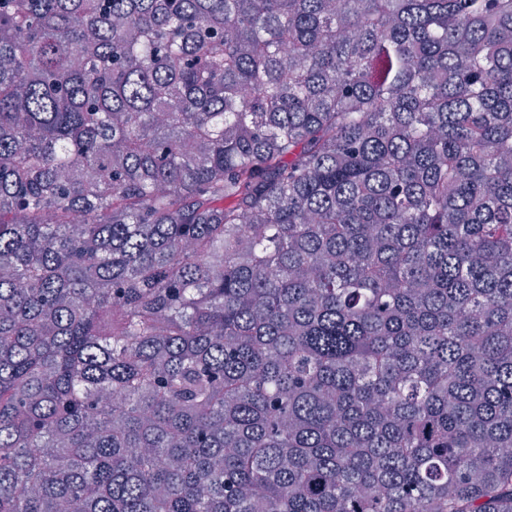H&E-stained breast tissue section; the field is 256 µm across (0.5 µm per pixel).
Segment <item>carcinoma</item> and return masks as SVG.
I'll return each instance as SVG.
<instances>
[{"instance_id": "carcinoma-1", "label": "carcinoma", "mask_w": 512, "mask_h": 512, "mask_svg": "<svg viewBox=\"0 0 512 512\" xmlns=\"http://www.w3.org/2000/svg\"><path fill=\"white\" fill-rule=\"evenodd\" d=\"M0 512H512V0H0Z\"/></svg>"}]
</instances>
